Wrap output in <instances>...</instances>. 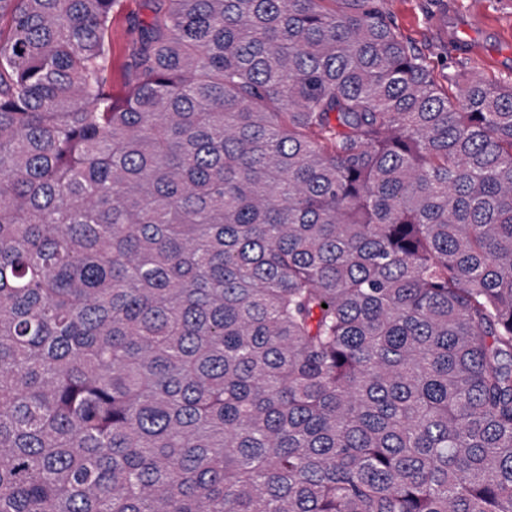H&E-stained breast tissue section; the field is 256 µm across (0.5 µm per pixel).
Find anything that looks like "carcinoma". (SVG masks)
<instances>
[{
    "mask_svg": "<svg viewBox=\"0 0 512 512\" xmlns=\"http://www.w3.org/2000/svg\"><path fill=\"white\" fill-rule=\"evenodd\" d=\"M145 5L0 0V512H512V82ZM124 9L112 21V91L122 94L125 91L123 73L126 66L127 46L134 33L133 20L144 17L147 11L144 0H123Z\"/></svg>",
    "mask_w": 512,
    "mask_h": 512,
    "instance_id": "1",
    "label": "carcinoma"
}]
</instances>
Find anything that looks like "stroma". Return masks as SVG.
Wrapping results in <instances>:
<instances>
[{"label":"stroma","instance_id":"1","mask_svg":"<svg viewBox=\"0 0 512 512\" xmlns=\"http://www.w3.org/2000/svg\"><path fill=\"white\" fill-rule=\"evenodd\" d=\"M401 36L427 57L439 85L458 65L494 83L512 80V0H385ZM144 0H124L112 21V89L124 93L123 73L134 19Z\"/></svg>","mask_w":512,"mask_h":512}]
</instances>
